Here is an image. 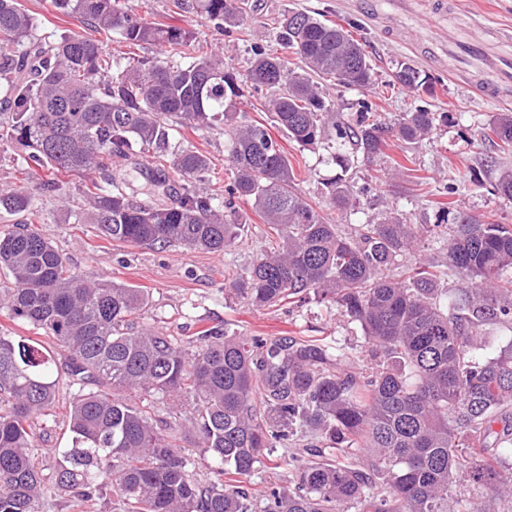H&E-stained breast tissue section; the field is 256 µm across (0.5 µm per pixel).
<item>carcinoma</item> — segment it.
Listing matches in <instances>:
<instances>
[{
    "mask_svg": "<svg viewBox=\"0 0 512 512\" xmlns=\"http://www.w3.org/2000/svg\"><path fill=\"white\" fill-rule=\"evenodd\" d=\"M61 13L107 37L164 48L167 56L114 69L108 44L66 34L37 37L38 22L20 0H0V91L6 121L0 140L25 149L20 164L41 183L0 189V212L22 214L0 231V267L16 287L13 317L70 353L78 393L65 407L71 444L54 449L47 469L35 453L38 423L56 422L57 387L49 357L24 336L0 333V512H42L61 492L96 512L106 490L123 512H512V341L492 354L481 330L512 326V227L458 210L438 235L446 265L429 259L405 275L398 257L434 229L390 210L347 233L325 220L296 189L297 176L263 124L238 107L235 74L224 56L191 29L150 22L127 0H53ZM218 28L235 27L249 0H175ZM281 53L254 52L244 75L266 91L264 106L288 140L310 147L328 139L341 173L324 194L341 215L358 212L366 186L347 177L355 158L371 163L389 140L412 145L440 114L405 112L386 123L365 104L352 123L336 119L321 83L365 90L370 59L343 27L306 12L278 21ZM395 83L434 95L411 63ZM231 136V179L211 187L210 158L169 144L168 122ZM489 129L512 147V114ZM152 153L150 187L127 192V161ZM100 179L85 186L88 207L66 216L130 245L222 252L241 237L235 200L252 203L267 225V247L224 289L256 308L302 294L360 325L373 357L367 370L341 366L313 340L268 342L207 328L189 352L169 329H137L150 302L145 288L89 283L34 228L38 193H59L58 174ZM179 184L174 202L159 190ZM445 278L469 284L453 295ZM88 382L98 384L86 390ZM152 395L172 399L166 433L157 430ZM190 428L213 462L194 476L195 457L176 444ZM302 434L330 442L288 461L291 481L256 497L251 476L261 452Z\"/></svg>",
    "mask_w": 512,
    "mask_h": 512,
    "instance_id": "obj_1",
    "label": "carcinoma"
}]
</instances>
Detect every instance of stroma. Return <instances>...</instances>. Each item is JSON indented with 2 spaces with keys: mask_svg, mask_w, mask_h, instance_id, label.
<instances>
[{
  "mask_svg": "<svg viewBox=\"0 0 512 512\" xmlns=\"http://www.w3.org/2000/svg\"><path fill=\"white\" fill-rule=\"evenodd\" d=\"M38 19V34L53 40L61 33L87 34L86 26L62 17L51 0H21ZM251 10L243 25L218 30L177 10L172 0H128L148 20L193 29L198 38L222 50L224 60L236 77L244 75L245 61L252 49H275L273 17L284 11H304L320 20L341 25L364 48L374 69L376 85L357 91L340 86L330 88L336 112L351 118L360 103H371L375 112L389 120L400 113L427 108L445 114L446 119L419 143L401 150L392 145L380 160L391 173L371 182L362 163H355L350 176L370 184L361 196L359 212L351 221L360 224L380 218L391 208L402 211L408 223L448 226L449 208L482 214L487 221L512 225V203L503 201L495 185L501 171L512 169V153H503L488 124L497 113H512V94L501 98L485 96L477 87L478 70L461 72L447 52L449 38L481 39L485 30H512V0H411L400 9L395 0H249ZM410 62L432 78L434 96L407 91L379 93V85L392 81L401 63ZM241 102L248 117L270 124L271 116L262 106V95L249 83L240 85ZM272 137L288 156L296 176L297 190L329 222H338L334 208L325 201L323 183L338 173L327 144L303 148L288 141L279 130ZM172 142L197 147L211 160L220 179L228 177L230 140L223 127L194 131L175 127ZM410 155L406 169L393 171L394 161ZM82 179L70 177L61 194L37 196L43 213L39 227L59 251L69 269L86 281L114 280L150 291V304L143 322L164 326L183 337L203 327H223L268 340L311 337L328 345H339L346 364L366 367L370 357L358 324L348 322L338 310L325 305L283 304L257 309L245 300L224 293V274L244 269L255 260L266 229L255 208L240 203L246 231L239 242L222 252L182 247L129 245L95 233L91 225L69 224L68 210L83 205ZM455 194H448V187Z\"/></svg>",
  "mask_w": 512,
  "mask_h": 512,
  "instance_id": "1",
  "label": "stroma"
}]
</instances>
